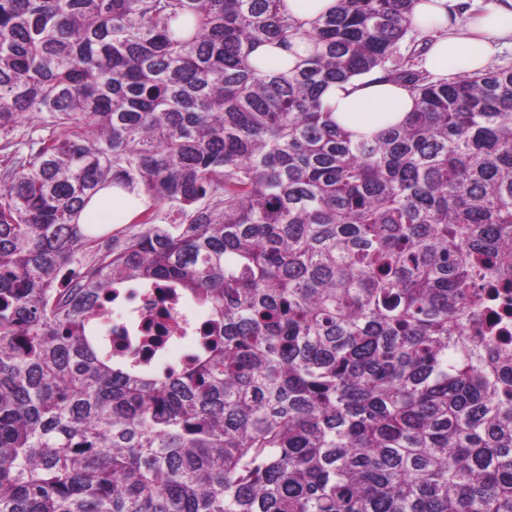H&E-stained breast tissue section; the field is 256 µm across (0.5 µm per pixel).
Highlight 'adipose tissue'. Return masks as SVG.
I'll return each instance as SVG.
<instances>
[{"mask_svg": "<svg viewBox=\"0 0 512 512\" xmlns=\"http://www.w3.org/2000/svg\"><path fill=\"white\" fill-rule=\"evenodd\" d=\"M410 24L414 30L436 34L424 52L430 74L440 78L454 73L481 74L497 47H512V0H489L482 7L470 5L469 0H414ZM314 50V42L300 38L288 50L275 44L263 45L251 61L263 70L273 65L287 72ZM321 99L338 123L367 136L386 125L400 123L417 103L409 87L374 74L330 83ZM105 202L123 212L129 223L139 220L151 204L141 191L112 187L100 191L89 206L95 209Z\"/></svg>", "mask_w": 512, "mask_h": 512, "instance_id": "1", "label": "adipose tissue"}]
</instances>
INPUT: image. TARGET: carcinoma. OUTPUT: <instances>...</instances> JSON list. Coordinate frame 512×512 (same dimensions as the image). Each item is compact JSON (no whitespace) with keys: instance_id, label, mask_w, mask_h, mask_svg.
Wrapping results in <instances>:
<instances>
[{"instance_id":"carcinoma-1","label":"carcinoma","mask_w":512,"mask_h":512,"mask_svg":"<svg viewBox=\"0 0 512 512\" xmlns=\"http://www.w3.org/2000/svg\"><path fill=\"white\" fill-rule=\"evenodd\" d=\"M0 0V512H512V67L389 64L413 0ZM303 34L295 71L250 63ZM379 72L418 108L323 110ZM118 185L180 215L81 224ZM127 288L206 310L191 361L112 351ZM283 3L289 15L306 23L334 10L337 0H284ZM321 99L338 123L366 136L387 124L400 123L417 103L409 87L381 80L375 74L330 83L323 89ZM51 131L50 126L43 120L29 117H22L18 120L9 139L14 137L13 143L19 142L20 144L6 149V147H3L4 138L0 139V183L3 180L6 168L11 167V162H9L11 157L26 155L30 152L32 142L41 137H48Z\"/></svg>"}]
</instances>
